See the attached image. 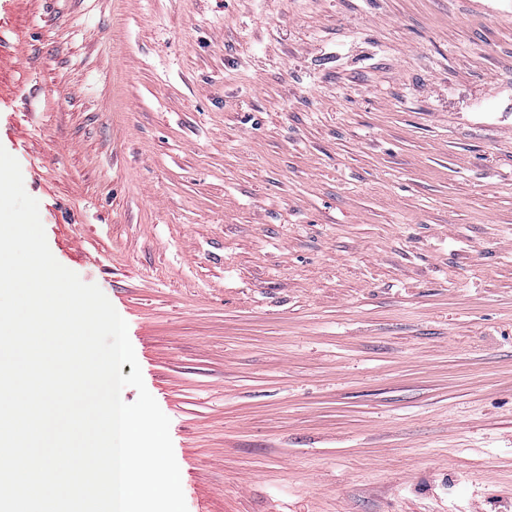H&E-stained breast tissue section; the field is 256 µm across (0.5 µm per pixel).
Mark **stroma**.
Masks as SVG:
<instances>
[{
    "label": "stroma",
    "mask_w": 512,
    "mask_h": 512,
    "mask_svg": "<svg viewBox=\"0 0 512 512\" xmlns=\"http://www.w3.org/2000/svg\"><path fill=\"white\" fill-rule=\"evenodd\" d=\"M0 146L188 512H512V0H0Z\"/></svg>",
    "instance_id": "1"
}]
</instances>
